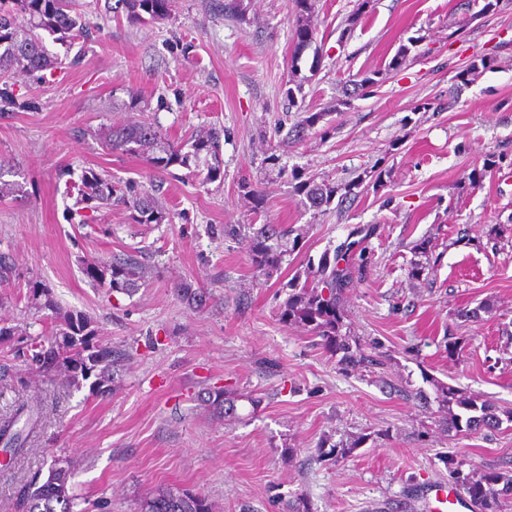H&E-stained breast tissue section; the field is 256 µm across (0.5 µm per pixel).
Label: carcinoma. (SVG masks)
<instances>
[{"label": "carcinoma", "mask_w": 512, "mask_h": 512, "mask_svg": "<svg viewBox=\"0 0 512 512\" xmlns=\"http://www.w3.org/2000/svg\"><path fill=\"white\" fill-rule=\"evenodd\" d=\"M174 0H115L112 12L123 13L130 23L155 22L170 17ZM89 24L81 13L77 0H0V76L15 71L34 73L62 61L50 54L46 39L73 45L88 37ZM316 30L309 23H299L295 29L294 57H299L315 39ZM102 146L109 152L138 156L148 152L146 161L154 171L164 172L179 166L191 173L204 175L209 183L224 181L222 170L221 131L212 129L195 135L185 142L167 139L155 124L143 122L117 126L102 137ZM339 188L322 184L306 185V196L314 207H320L337 194ZM101 204L112 202L131 211L136 224H160L165 216L155 199L135 189L129 182L116 188L112 181L98 174L81 178L77 203ZM252 229V261L256 269L266 273L280 267L284 251L278 250L268 241L277 235L272 224H263ZM376 233L373 225H363L351 232V236L338 244L333 255L323 254L318 263L314 280L303 283L293 278L286 287L291 289L285 302L281 319L309 328L321 339L320 345L332 356L343 372L360 371L381 375L386 365L383 344L378 340L361 343L342 334L344 310L343 295L349 287L355 270L367 265L366 241ZM87 275L94 281L108 284L112 289L131 292L140 287L145 277L141 265L130 259L114 261L109 265L91 264ZM179 296L190 308L199 310L207 305L212 292L205 286L197 288L184 284L178 289ZM46 296L39 305L55 314V331L51 336L27 338L18 350L26 371L50 374L61 372L68 386H80V381L96 375L99 380L113 366L112 347L92 344L85 333L89 320L82 314L60 315L46 290L37 289L34 296ZM493 311L489 301L474 308L464 307L457 317L463 321H474L481 314ZM389 392L406 400L421 399L401 382L381 379ZM198 399L213 412L225 418L237 415L235 400L225 396L221 388L205 391ZM438 403L446 415L438 421L440 429L447 433L478 435L501 429L504 423L512 424V408L496 410L468 390L443 385L438 390ZM40 404H23L15 412L0 421V437H8L14 452L23 453L30 433L41 419ZM22 428H17L19 421ZM450 480L469 497L474 512H502L503 502L512 496V473L495 466H486L468 473L463 472L453 460L444 458ZM72 462L56 458L50 466L45 481L40 475L20 482L14 491L16 512H74L76 497L68 493L72 478ZM139 512H213V505L201 493H193L175 485L164 486L139 503Z\"/></svg>", "instance_id": "carcinoma-1"}]
</instances>
